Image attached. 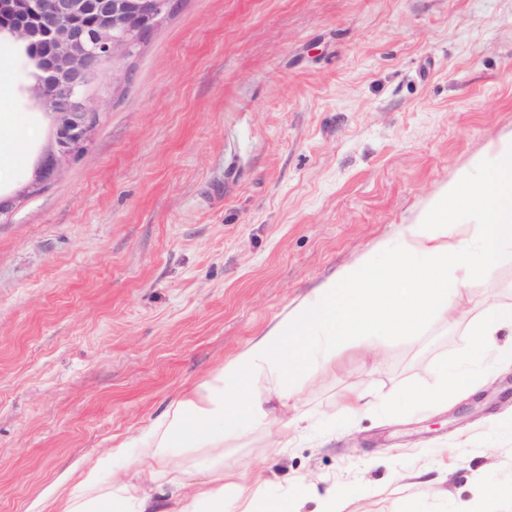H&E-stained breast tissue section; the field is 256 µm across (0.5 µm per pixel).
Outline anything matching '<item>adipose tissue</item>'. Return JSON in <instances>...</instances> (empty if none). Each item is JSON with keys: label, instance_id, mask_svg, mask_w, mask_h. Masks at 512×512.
Here are the masks:
<instances>
[{"label": "adipose tissue", "instance_id": "1", "mask_svg": "<svg viewBox=\"0 0 512 512\" xmlns=\"http://www.w3.org/2000/svg\"><path fill=\"white\" fill-rule=\"evenodd\" d=\"M388 263L363 259L320 283L262 336L211 373L162 415L125 440L139 456L124 477L103 482L107 459L85 467L57 512H296L290 496L266 498L224 473L186 486L168 477L171 448H201L212 454L225 433L266 426L268 415L251 396L256 379L269 394L296 392L301 376L328 367L340 351L364 336H410L431 317L468 319L473 342L469 363H512V346L496 336L512 325V304L492 303L475 317L460 307L457 270L479 260L490 268L512 248V133L499 138L491 155L472 159L456 180L440 187L415 220L393 241L381 243Z\"/></svg>", "mask_w": 512, "mask_h": 512}]
</instances>
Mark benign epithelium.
Returning a JSON list of instances; mask_svg holds the SVG:
<instances>
[{"label": "benign epithelium", "instance_id": "benign-epithelium-1", "mask_svg": "<svg viewBox=\"0 0 512 512\" xmlns=\"http://www.w3.org/2000/svg\"><path fill=\"white\" fill-rule=\"evenodd\" d=\"M170 16L168 0H0V29L30 50L31 92L52 119L51 144L27 189L84 153L99 117L98 78L110 68L120 87L125 63L145 46L143 29Z\"/></svg>", "mask_w": 512, "mask_h": 512}]
</instances>
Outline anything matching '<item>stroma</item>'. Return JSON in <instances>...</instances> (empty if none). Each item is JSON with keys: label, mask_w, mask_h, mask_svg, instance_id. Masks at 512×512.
Segmentation results:
<instances>
[{"label": "stroma", "mask_w": 512, "mask_h": 512, "mask_svg": "<svg viewBox=\"0 0 512 512\" xmlns=\"http://www.w3.org/2000/svg\"><path fill=\"white\" fill-rule=\"evenodd\" d=\"M85 152L29 193L52 122L0 38V512L154 420L323 280L369 256L512 131V0H184L127 64ZM512 303V249L462 274ZM471 344L463 325L365 340L186 483L261 475L299 512H512V368L398 408Z\"/></svg>", "instance_id": "1"}]
</instances>
